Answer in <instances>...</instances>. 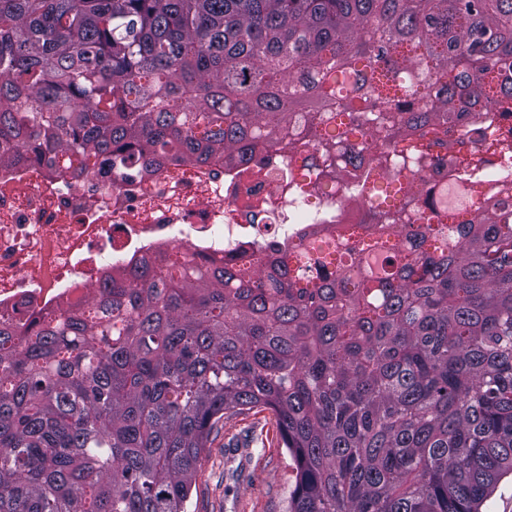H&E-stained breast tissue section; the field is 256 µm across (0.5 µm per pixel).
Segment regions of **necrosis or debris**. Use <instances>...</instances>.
Segmentation results:
<instances>
[{
  "mask_svg": "<svg viewBox=\"0 0 512 512\" xmlns=\"http://www.w3.org/2000/svg\"><path fill=\"white\" fill-rule=\"evenodd\" d=\"M299 154L279 147L264 175L223 161L149 174L104 159L75 178L68 160L48 167L0 157V317L16 324L85 304L110 268L185 252L223 260L245 243L287 246L357 223L343 196L314 209L285 194Z\"/></svg>",
  "mask_w": 512,
  "mask_h": 512,
  "instance_id": "necrosis-or-debris-1",
  "label": "necrosis or debris"
}]
</instances>
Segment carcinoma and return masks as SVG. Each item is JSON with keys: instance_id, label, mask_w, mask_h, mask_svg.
I'll return each mask as SVG.
<instances>
[{"instance_id": "1", "label": "carcinoma", "mask_w": 512, "mask_h": 512, "mask_svg": "<svg viewBox=\"0 0 512 512\" xmlns=\"http://www.w3.org/2000/svg\"><path fill=\"white\" fill-rule=\"evenodd\" d=\"M288 140L365 224L255 264L114 272L0 324V512H187L226 415L271 411L290 512H482L512 476V0H0V143L92 169ZM462 172L469 207L448 208Z\"/></svg>"}]
</instances>
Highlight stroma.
Masks as SVG:
<instances>
[{"label":"stroma","instance_id":"1","mask_svg":"<svg viewBox=\"0 0 512 512\" xmlns=\"http://www.w3.org/2000/svg\"><path fill=\"white\" fill-rule=\"evenodd\" d=\"M291 456L270 411L224 418L203 451L188 512H288Z\"/></svg>","mask_w":512,"mask_h":512}]
</instances>
